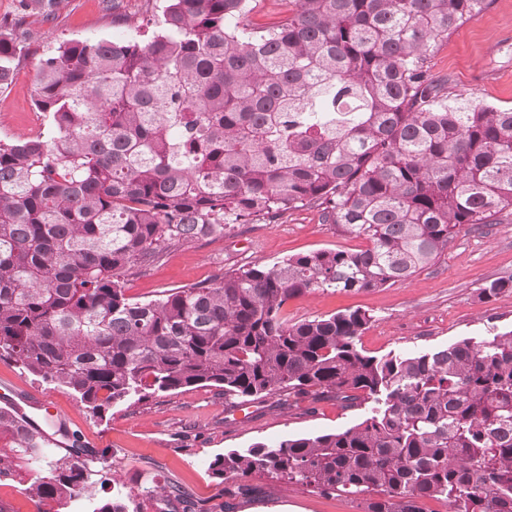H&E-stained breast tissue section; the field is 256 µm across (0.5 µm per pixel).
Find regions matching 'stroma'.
Listing matches in <instances>:
<instances>
[{
  "instance_id": "35a3bbf8",
  "label": "stroma",
  "mask_w": 512,
  "mask_h": 512,
  "mask_svg": "<svg viewBox=\"0 0 512 512\" xmlns=\"http://www.w3.org/2000/svg\"><path fill=\"white\" fill-rule=\"evenodd\" d=\"M116 11L102 0H65L50 22L32 16L25 28L23 57L12 83L0 88V140L43 136L52 129L35 105L38 63L71 38H135L149 33L163 0H118ZM432 75L448 79L450 94L465 103L512 107V0L491 7L451 31L430 58ZM322 210L307 205L269 223L238 224L223 236L190 247L172 248L146 271L129 277L126 294L138 300L160 291L209 282L247 265H270L316 249L357 251L363 240L323 223ZM512 275V214L503 213L485 232L457 234L447 252L405 283L361 292H317L290 299L289 322L360 308L373 317L358 345L367 353L405 356L470 338L476 341L512 330V291L482 300L487 281ZM27 399L49 401L67 429L93 453L92 484L71 503V512H92L118 488L131 490L133 512H161L156 495L141 485L173 481L191 494L194 512H365L366 495L324 494L311 487L283 485L265 475L247 480L215 478L210 464L230 449L271 444L296 435H318L358 423L368 405L344 407L335 398L320 401L287 396L264 398L250 412H229L215 387H190L135 405H115L94 416L66 390L44 383L0 358V388ZM28 467L0 476V512H50L52 505L31 497Z\"/></svg>"
}]
</instances>
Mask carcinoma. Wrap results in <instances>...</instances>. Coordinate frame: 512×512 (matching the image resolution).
Returning <instances> with one entry per match:
<instances>
[{
    "mask_svg": "<svg viewBox=\"0 0 512 512\" xmlns=\"http://www.w3.org/2000/svg\"><path fill=\"white\" fill-rule=\"evenodd\" d=\"M20 0L0 20V86L22 57ZM491 0H294L248 30L253 0H164L143 40L71 39L40 61L35 105L53 136L0 142V358L67 389L91 412L190 386L233 406L275 393L349 407L360 423L229 450L222 480L269 475L323 493H376L365 512H512V330L414 356L358 347L372 316L290 324L288 300L410 280L463 229L512 210V108L448 101L428 59ZM316 203L366 247L248 265L148 301L125 279L175 246ZM512 275L480 288L490 300ZM35 497L90 487L77 436L46 438L0 409ZM171 512L190 495L161 487Z\"/></svg>",
    "mask_w": 512,
    "mask_h": 512,
    "instance_id": "cac0c4a2",
    "label": "carcinoma"
}]
</instances>
